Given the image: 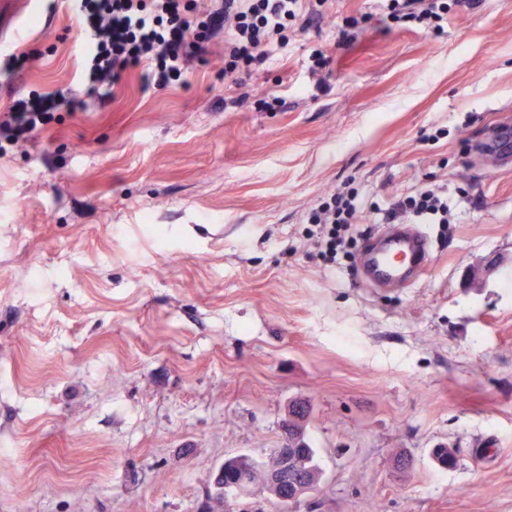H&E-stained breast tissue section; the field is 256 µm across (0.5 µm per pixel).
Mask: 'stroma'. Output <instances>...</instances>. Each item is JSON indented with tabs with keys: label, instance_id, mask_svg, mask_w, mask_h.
Returning <instances> with one entry per match:
<instances>
[{
	"label": "stroma",
	"instance_id": "1",
	"mask_svg": "<svg viewBox=\"0 0 512 512\" xmlns=\"http://www.w3.org/2000/svg\"><path fill=\"white\" fill-rule=\"evenodd\" d=\"M381 5L327 0L248 79L270 112L237 105L219 42L186 83L131 69L88 100L77 16L0 0L23 60L0 113L72 101L0 135V512H283L208 494L287 446L297 400L321 478L290 512H512V165L474 151L512 115V0L438 36ZM346 182L383 208L447 187L411 284L367 282L358 247L315 259L307 215ZM57 96L59 100L42 96L19 99L9 112L0 117V132L7 133L14 141L28 139L48 112L60 102H69L63 94L58 93Z\"/></svg>",
	"mask_w": 512,
	"mask_h": 512
}]
</instances>
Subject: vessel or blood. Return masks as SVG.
I'll list each match as a JSON object with an SVG mask.
<instances>
[{
    "instance_id": "1",
    "label": "vessel or blood",
    "mask_w": 512,
    "mask_h": 512,
    "mask_svg": "<svg viewBox=\"0 0 512 512\" xmlns=\"http://www.w3.org/2000/svg\"><path fill=\"white\" fill-rule=\"evenodd\" d=\"M431 262L427 243L416 230H403L384 239H370L363 268L381 284L406 283L416 278Z\"/></svg>"
}]
</instances>
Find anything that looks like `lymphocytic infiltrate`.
<instances>
[{
    "mask_svg": "<svg viewBox=\"0 0 512 512\" xmlns=\"http://www.w3.org/2000/svg\"><path fill=\"white\" fill-rule=\"evenodd\" d=\"M463 0H384L387 19L438 32L451 7ZM84 35L88 59L84 80L94 100H105L112 85L131 68L145 67L148 84L165 89L184 80L188 63L202 56L210 42H224V77L243 85L245 76L266 64L274 48L285 46L292 32L306 31L322 13L304 0H71ZM57 100L32 96L0 115V131L13 140L31 137ZM432 224L448 221V200L418 188L386 212H399ZM363 210L355 192L324 197L308 218L319 228L316 248L324 261L352 245L351 225Z\"/></svg>",
    "mask_w": 512,
    "mask_h": 512,
    "instance_id": "lymphocytic-infiltrate-1",
    "label": "lymphocytic infiltrate"
}]
</instances>
